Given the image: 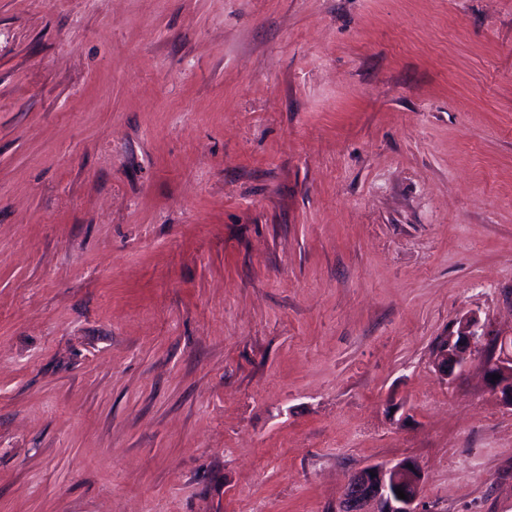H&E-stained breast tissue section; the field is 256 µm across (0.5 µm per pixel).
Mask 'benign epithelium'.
Instances as JSON below:
<instances>
[{"instance_id":"7a95c632","label":"benign epithelium","mask_w":512,"mask_h":512,"mask_svg":"<svg viewBox=\"0 0 512 512\" xmlns=\"http://www.w3.org/2000/svg\"><path fill=\"white\" fill-rule=\"evenodd\" d=\"M483 344L493 350L485 362L486 383L504 404L512 407V354L504 353L506 342L486 332L476 317L463 316L453 325L439 345L436 367L453 381L462 375ZM494 374L500 375L495 382ZM422 480L420 467L409 459L365 467L351 476L332 512H418L414 504ZM397 488L404 490L406 498H398Z\"/></svg>"}]
</instances>
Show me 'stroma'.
Segmentation results:
<instances>
[{"mask_svg":"<svg viewBox=\"0 0 512 512\" xmlns=\"http://www.w3.org/2000/svg\"><path fill=\"white\" fill-rule=\"evenodd\" d=\"M512 0H0V512H512ZM481 343L492 348L490 359L485 362L486 383L504 404L512 407V354H504L506 341L486 332L475 316H463L453 325L439 345L436 367L446 379L455 380L472 362ZM494 374H499L500 379L492 382ZM371 473L375 476L371 477ZM422 480L420 467L409 459L365 467L351 476L342 499L332 512H419L414 504ZM397 488L404 490L406 499L398 498Z\"/></svg>","mask_w":512,"mask_h":512,"instance_id":"obj_1","label":"stroma"}]
</instances>
